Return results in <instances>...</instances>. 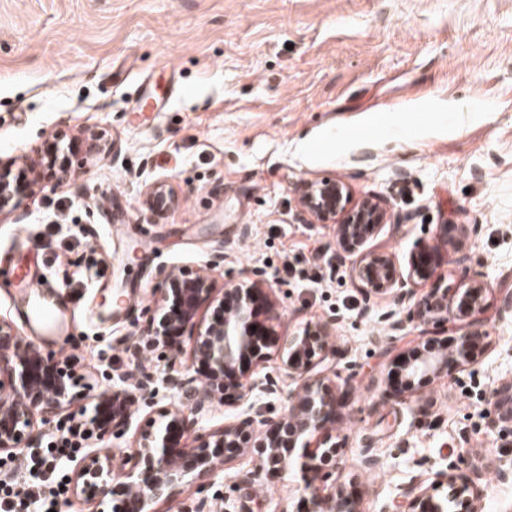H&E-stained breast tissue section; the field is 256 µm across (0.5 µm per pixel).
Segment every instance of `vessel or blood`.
I'll use <instances>...</instances> for the list:
<instances>
[{
    "label": "vessel or blood",
    "mask_w": 512,
    "mask_h": 512,
    "mask_svg": "<svg viewBox=\"0 0 512 512\" xmlns=\"http://www.w3.org/2000/svg\"><path fill=\"white\" fill-rule=\"evenodd\" d=\"M0 271L13 276L25 299L23 314L33 333L60 336L70 331L67 307L46 291L38 259L6 254L0 257Z\"/></svg>",
    "instance_id": "obj_1"
}]
</instances>
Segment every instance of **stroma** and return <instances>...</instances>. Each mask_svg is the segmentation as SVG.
I'll return each mask as SVG.
<instances>
[{"label": "stroma", "mask_w": 512, "mask_h": 512, "mask_svg": "<svg viewBox=\"0 0 512 512\" xmlns=\"http://www.w3.org/2000/svg\"><path fill=\"white\" fill-rule=\"evenodd\" d=\"M153 103L141 123L130 111ZM103 133L111 152H88ZM0 158L34 165L30 210L73 199L57 228L0 217V254L38 249L45 278L67 304L73 333L33 335L0 278V319L55 352L80 384L130 371L126 346L151 306L155 271L207 272L217 283L265 273L285 339L335 319L336 368H355L353 400L337 407L339 477L361 512H378L398 487L431 484L448 461L484 466L483 512H512V482L489 464L512 460V437L487 425L497 382L512 376V0H0ZM343 181L353 200L384 201L393 228L366 248L407 273L428 247L449 288L487 286L482 328L491 346L411 399L383 393L418 324L392 336L380 313L360 316L350 267H336L334 224L299 220L306 185ZM173 187L174 206L151 208L146 188ZM441 224H476L452 248ZM147 250L126 261L128 244ZM95 256L102 286L69 287ZM133 297L99 318L105 286ZM382 459L360 464L364 441ZM257 474L254 499L238 489ZM304 483L254 458L226 463L207 495L216 512H305Z\"/></svg>", "instance_id": "35a3bbf8"}]
</instances>
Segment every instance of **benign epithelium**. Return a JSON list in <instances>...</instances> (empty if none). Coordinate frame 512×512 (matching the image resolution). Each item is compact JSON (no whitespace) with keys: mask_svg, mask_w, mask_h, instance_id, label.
Returning a JSON list of instances; mask_svg holds the SVG:
<instances>
[{"mask_svg":"<svg viewBox=\"0 0 512 512\" xmlns=\"http://www.w3.org/2000/svg\"><path fill=\"white\" fill-rule=\"evenodd\" d=\"M15 165L13 159L0 160V215L14 214L20 221L38 178H9ZM159 198L170 206L176 201L173 189L162 181L148 186L149 201ZM299 215L310 224L336 225L337 264L359 256L352 273L361 285L362 315L371 313L375 297L390 295L399 309L382 319L392 332L403 335L414 321L424 325L418 345L398 363L400 382L387 391L388 397L404 399L422 384L448 374V367L470 365L473 352L489 346L488 336L479 329L485 284L474 283L461 291L442 287L444 276L436 273L428 251L412 261L405 277L397 273L393 256L364 252V245L387 223L388 213L380 202L366 197L351 206L346 185L326 180L307 185ZM433 277L439 285L419 292L417 285ZM156 279L154 305L162 317L157 322L152 308L144 311L146 325L128 349L133 373L112 378L105 388L87 385L85 398L92 401L93 410L72 421L80 446L87 448L73 469V494L95 504L94 512H158V505L172 502L193 486L200 498L188 512H211L203 491L219 465L253 454L269 472L283 473L292 467L319 472V484L305 485L307 512H359L346 487L334 478L340 444L331 425L336 403L351 398L353 378L327 372L325 362L336 355L329 342L336 320L328 319L281 342L272 327L278 318L276 304L262 275L247 274L220 288L193 269L161 266ZM215 302L223 316L209 321L204 309ZM456 319L465 324L458 329L455 345L448 348L441 345L438 333ZM185 332L192 362L206 368L201 386L197 376L181 371L182 349L173 336ZM269 349L280 360L281 376L298 383L288 411L275 416L253 397L257 392L269 398L280 395L276 379L270 375L253 379L240 370L246 360L264 361ZM159 382L177 397L152 410L148 424L133 433L125 450L112 453L107 442L125 436L137 399L153 395ZM77 387L68 367L23 341L0 320V454H23L36 447L40 427L70 419ZM230 391L237 395L236 414L223 427L206 429L204 417L224 404ZM489 426L502 437L512 436V379L502 380L492 393ZM213 448L224 449V458H216ZM480 477L479 468L470 477L459 473L458 464L451 461L436 473L435 484L401 489L381 512H482L475 485ZM116 481L121 482L125 498L115 504Z\"/></svg>","mask_w":512,"mask_h":512,"instance_id":"benign-epithelium-1","label":"benign epithelium"}]
</instances>
